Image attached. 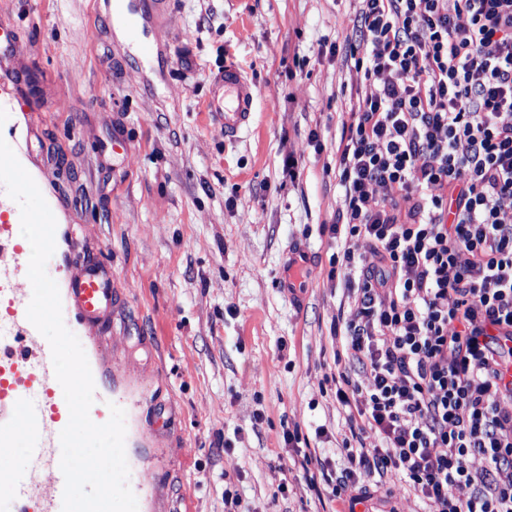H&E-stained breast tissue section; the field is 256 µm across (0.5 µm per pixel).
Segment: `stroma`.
I'll return each mask as SVG.
<instances>
[{"instance_id": "1", "label": "stroma", "mask_w": 512, "mask_h": 512, "mask_svg": "<svg viewBox=\"0 0 512 512\" xmlns=\"http://www.w3.org/2000/svg\"><path fill=\"white\" fill-rule=\"evenodd\" d=\"M110 0H0V138L58 229L59 290L86 260L112 279V311L85 324L62 298L103 403L126 413L138 512H344L310 487L304 455L345 465L332 332L341 293L336 144L372 82L333 54L353 40L355 0H163L137 13L156 45L120 42ZM256 88L251 130L234 141L201 104L219 69ZM317 131L323 144L308 142ZM299 174L283 171L287 156ZM78 234L83 250L68 246ZM308 247L301 303L279 283L283 253ZM297 434L288 444L285 433ZM53 447L6 457L35 512H53ZM285 493H278L279 484ZM368 512H424L399 478Z\"/></svg>"}]
</instances>
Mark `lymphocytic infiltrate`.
<instances>
[{"mask_svg":"<svg viewBox=\"0 0 512 512\" xmlns=\"http://www.w3.org/2000/svg\"><path fill=\"white\" fill-rule=\"evenodd\" d=\"M358 2L346 57L376 87L337 148L346 465L326 492L400 477L429 512H512V0Z\"/></svg>","mask_w":512,"mask_h":512,"instance_id":"1","label":"lymphocytic infiltrate"}]
</instances>
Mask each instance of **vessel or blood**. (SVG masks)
Returning <instances> with one entry per match:
<instances>
[{
  "label": "vessel or blood",
  "mask_w": 512,
  "mask_h": 512,
  "mask_svg": "<svg viewBox=\"0 0 512 512\" xmlns=\"http://www.w3.org/2000/svg\"><path fill=\"white\" fill-rule=\"evenodd\" d=\"M255 99L253 84L240 70L228 66L214 78L212 93L204 105L206 112L219 121L225 139L232 140L250 127ZM305 254L301 246L286 254L291 270L289 277L283 279L282 287L288 296L297 300L304 295L300 274L307 266ZM69 297L82 321L92 323L110 306L112 285L99 267L91 266L72 277ZM15 320L18 330L7 347V356L11 364L30 368L33 383L48 399L51 420L58 427H66L70 419L69 408L66 401L58 399V383L46 370L52 359L51 348L36 346L37 330L25 313L16 314ZM40 421V415L31 411L24 391L11 378L0 374V445L8 446L9 435L13 432L36 436Z\"/></svg>",
  "instance_id": "1"
}]
</instances>
